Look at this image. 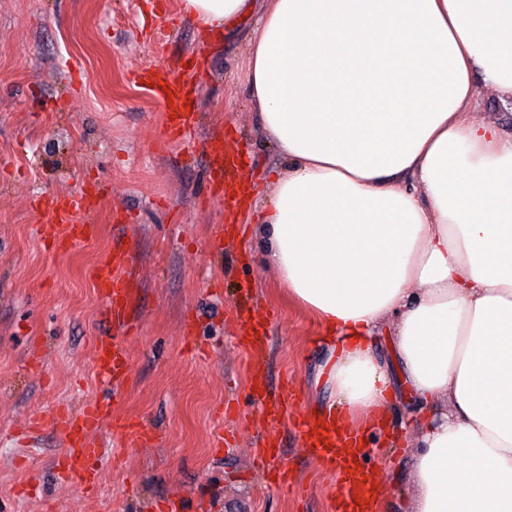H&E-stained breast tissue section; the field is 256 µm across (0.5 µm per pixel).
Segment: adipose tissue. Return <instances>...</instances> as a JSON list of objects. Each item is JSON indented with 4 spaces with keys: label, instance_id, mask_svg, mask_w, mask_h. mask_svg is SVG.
Listing matches in <instances>:
<instances>
[{
    "label": "adipose tissue",
    "instance_id": "obj_1",
    "mask_svg": "<svg viewBox=\"0 0 512 512\" xmlns=\"http://www.w3.org/2000/svg\"><path fill=\"white\" fill-rule=\"evenodd\" d=\"M220 31L255 17L247 82L287 164L258 215L264 265L337 351L329 382L374 428L416 398L412 512H512V0H182ZM467 118L495 121L506 131L512 132V106L509 103L500 102L494 96H487L483 102L481 112H469Z\"/></svg>",
    "mask_w": 512,
    "mask_h": 512
}]
</instances>
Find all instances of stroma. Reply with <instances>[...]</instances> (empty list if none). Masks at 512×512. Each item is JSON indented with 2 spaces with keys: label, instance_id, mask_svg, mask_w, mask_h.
Returning <instances> with one entry per match:
<instances>
[{
  "label": "stroma",
  "instance_id": "stroma-1",
  "mask_svg": "<svg viewBox=\"0 0 512 512\" xmlns=\"http://www.w3.org/2000/svg\"><path fill=\"white\" fill-rule=\"evenodd\" d=\"M181 0H0V512H151L180 499L182 512H332L338 485L300 450L293 421L336 407L321 368L329 356L312 316L265 269L258 230L267 181L280 168L249 97L246 51L255 22L203 36ZM196 77L199 127L191 143L171 142L166 115L133 71L168 67ZM229 134L237 179L252 200L232 203L207 180L205 141ZM96 186L93 233L60 253L36 233L45 200ZM242 225L214 255V225ZM134 254L141 290L124 339L127 376L97 374L94 341L103 307L91 277L116 240ZM274 311L261 367L296 393L290 420L270 428L273 400L256 401L252 362L239 345L244 320ZM194 330L185 333V317ZM108 400L119 417L151 431L147 446L113 437L101 479L89 491L57 480L64 444L52 429L17 439L58 405ZM412 408L396 396L385 432L369 447L382 474L383 512H410L415 495L406 461L415 434L397 432ZM230 444L215 448L217 435ZM284 445L288 483L264 487L258 439Z\"/></svg>",
  "mask_w": 512,
  "mask_h": 512
}]
</instances>
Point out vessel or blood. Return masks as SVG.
<instances>
[{"label":"vessel or blood","instance_id":"b4317fda","mask_svg":"<svg viewBox=\"0 0 512 512\" xmlns=\"http://www.w3.org/2000/svg\"><path fill=\"white\" fill-rule=\"evenodd\" d=\"M134 79L145 84L159 101H172L175 117L168 120L166 135L174 141L186 139L194 124L193 113L186 110L189 100L194 97V87L165 67L156 68L151 74L135 73ZM222 142V134L213 135L209 150V183L214 187L223 185L225 174L236 167L235 158L225 154ZM48 207L53 220L39 225L38 231L42 239L52 242L55 250L71 251L90 237V204L86 195L72 196L63 201L53 199ZM131 261L130 252L118 244L93 271L106 321L109 326L119 330L128 327L138 294L128 273ZM94 351L96 369L103 380L113 383L125 378L129 361L123 344L115 338L102 336L96 340ZM105 421L110 422L113 434L127 437L133 442L148 444L154 440L153 434L144 427L113 416L108 403L102 400L86 401L76 408H61L48 418L50 426L64 442V451L57 465L78 487L93 486L99 480L100 471L96 462L101 451L93 445L91 434ZM300 429L307 435L306 454L319 461L326 472L334 475L341 488L337 512H378V503L372 498L371 487L379 483L380 477L372 473L370 465L365 464L367 451L358 446L356 435L332 427L326 433L316 435L306 421L301 422ZM359 459L364 462L360 468L355 465Z\"/></svg>","mask_w":512,"mask_h":512}]
</instances>
